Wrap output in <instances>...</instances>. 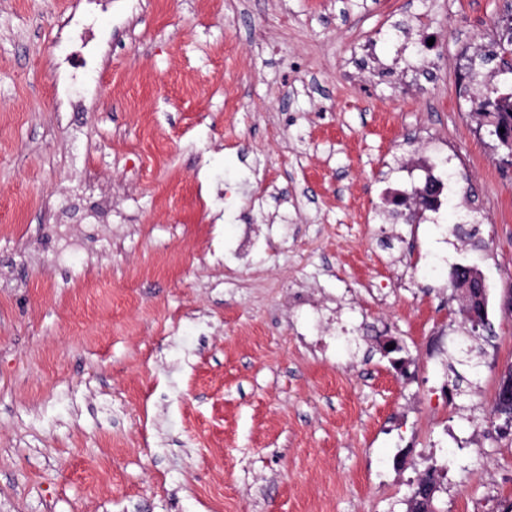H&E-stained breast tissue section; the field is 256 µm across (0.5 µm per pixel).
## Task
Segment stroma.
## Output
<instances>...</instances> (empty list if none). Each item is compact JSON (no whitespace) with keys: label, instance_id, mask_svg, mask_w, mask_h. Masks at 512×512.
Wrapping results in <instances>:
<instances>
[{"label":"stroma","instance_id":"stroma-1","mask_svg":"<svg viewBox=\"0 0 512 512\" xmlns=\"http://www.w3.org/2000/svg\"><path fill=\"white\" fill-rule=\"evenodd\" d=\"M84 8L0 0V512H407L431 465L437 512H512V168L473 115L505 78L460 83L512 0H112L63 112ZM430 141L446 223L390 220ZM84 48L87 49L85 53L64 58L63 63L66 64L69 78L72 81L81 80L96 59L97 47L95 45H90V41H87ZM455 288L462 293V307L468 320L461 311L465 322H470L475 331L484 326L485 313V286L479 272L470 267H461L455 281Z\"/></svg>","mask_w":512,"mask_h":512}]
</instances>
